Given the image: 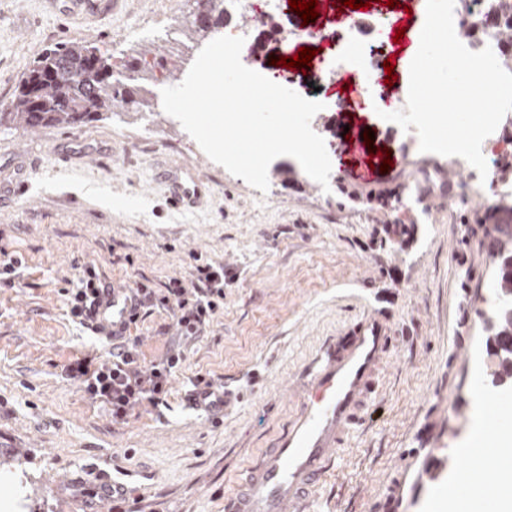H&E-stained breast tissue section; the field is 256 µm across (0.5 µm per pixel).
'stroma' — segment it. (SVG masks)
Instances as JSON below:
<instances>
[{
	"mask_svg": "<svg viewBox=\"0 0 512 512\" xmlns=\"http://www.w3.org/2000/svg\"><path fill=\"white\" fill-rule=\"evenodd\" d=\"M340 5L318 0L306 21L277 0L289 37L265 36L263 72L303 47L335 55ZM190 10L188 0H118L104 14L69 15L61 0H0V112L57 43L96 45L117 66L146 50L159 57L170 47L165 31L183 28ZM404 11L388 0L357 10L363 29L378 33L374 58L391 61L397 89L408 87L416 54L390 26ZM304 27L321 38L297 37ZM290 74V89L332 101L311 122L326 145L343 147L325 189L289 156L270 164L268 191L252 188L158 103L75 128L0 127V247L22 259L13 286L0 288V512H224L239 473L287 426L290 385L370 313L391 323L394 345L312 512H435L438 492L463 476L458 451L478 422L512 441V379L496 380L485 325L497 273L492 227L416 177L435 169L459 188L467 170L420 152L344 83L316 90L310 67ZM362 161L371 180L358 177ZM174 168L206 183L197 205L169 204L160 174ZM199 258L224 267L223 311L193 338L171 308L142 311L131 329L141 362L171 351L183 362L162 403L113 420L111 405L68 374L75 359L108 358L112 343L71 319L66 289L92 266L102 280L161 293ZM201 377L231 394L222 423L192 400ZM481 392L499 394L493 412L478 406ZM428 467L430 480L421 476ZM107 480L120 490L105 500Z\"/></svg>",
	"mask_w": 512,
	"mask_h": 512,
	"instance_id": "35a3bbf8",
	"label": "stroma"
}]
</instances>
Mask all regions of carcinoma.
<instances>
[{
    "instance_id": "obj_1",
    "label": "carcinoma",
    "mask_w": 512,
    "mask_h": 512,
    "mask_svg": "<svg viewBox=\"0 0 512 512\" xmlns=\"http://www.w3.org/2000/svg\"><path fill=\"white\" fill-rule=\"evenodd\" d=\"M211 15V28L224 26V0H203ZM491 31L472 27L461 29V36L471 41L477 37H493L501 48L500 64L512 70V0H486ZM157 65L165 69L169 81L179 79L185 62L182 57ZM155 78L153 66L146 57L134 58L124 65L121 76L114 77L112 56L97 46L73 42L53 47L34 61L19 80L9 111L0 112V126L13 124L25 129L49 125L80 126L113 112L120 106L151 107L152 91L148 81ZM512 215V204L504 200L485 211L480 223L499 224L502 215ZM501 246L491 242L490 251L499 266L512 263V232H503ZM490 335L512 336V308L495 310L487 319Z\"/></svg>"
}]
</instances>
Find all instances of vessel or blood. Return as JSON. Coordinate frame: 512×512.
Masks as SVG:
<instances>
[{"mask_svg":"<svg viewBox=\"0 0 512 512\" xmlns=\"http://www.w3.org/2000/svg\"><path fill=\"white\" fill-rule=\"evenodd\" d=\"M173 206L196 203L205 184L196 172L166 174ZM136 313L131 290L108 285L100 290L90 312L91 326L105 336L124 335ZM391 343L387 320L367 315L348 335L328 346L314 360L306 382L290 397L296 411L274 447L265 449L246 468L235 491L225 499V512H307L311 490L346 445L374 392ZM468 473L490 483L497 458L483 453L465 457Z\"/></svg>","mask_w":512,"mask_h":512,"instance_id":"vessel-or-blood-1","label":"vessel or blood"}]
</instances>
